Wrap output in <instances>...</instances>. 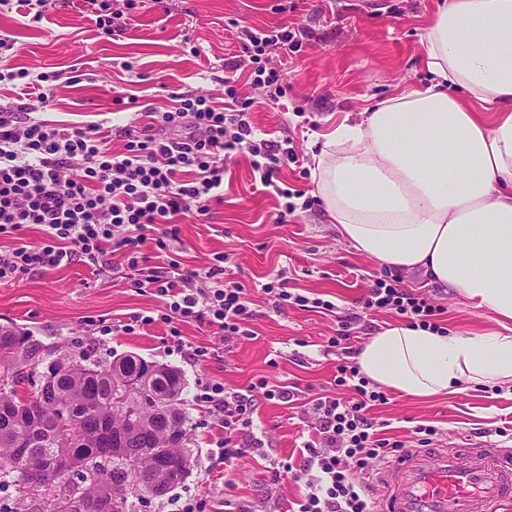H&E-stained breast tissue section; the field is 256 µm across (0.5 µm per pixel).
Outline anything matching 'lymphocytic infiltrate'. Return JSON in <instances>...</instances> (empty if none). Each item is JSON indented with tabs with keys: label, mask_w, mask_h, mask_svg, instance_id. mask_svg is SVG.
<instances>
[{
	"label": "lymphocytic infiltrate",
	"mask_w": 512,
	"mask_h": 512,
	"mask_svg": "<svg viewBox=\"0 0 512 512\" xmlns=\"http://www.w3.org/2000/svg\"><path fill=\"white\" fill-rule=\"evenodd\" d=\"M27 101L0 103V235L20 237L12 250L0 252V282L47 272L75 261L103 271L112 256L141 271L136 285L150 289L159 306L156 315L133 314L126 331L154 322L168 328L170 343L190 360L207 357V349L187 347L181 326L190 321L218 325L225 338L247 335L253 316L247 289L226 267L187 270L170 262L167 270L148 268L142 251L150 231L166 247L175 216L207 220L212 205L224 201V161L246 152L263 187H273L281 145L258 137L247 113L227 112L201 95L173 93L174 110L139 126L111 132L101 125L53 124L44 112L55 96L39 80L27 84ZM123 143L113 152L112 139ZM38 226L42 239L31 244L22 236ZM368 310L397 314L413 326L437 329L444 310L429 298L402 287L399 278L374 279L364 301ZM334 384L349 387L350 397L324 394L316 398L315 438L305 444L300 464L283 462L274 473L305 477L296 512H374L369 487L361 474L369 463L383 462L405 444L383 437L367 416L370 407L387 403L356 364L337 365ZM290 402L293 393L266 380L242 394L213 383L195 394L219 419L224 437L216 446L224 458L241 451L262 452L254 434L257 398Z\"/></svg>",
	"instance_id": "f902f5d3"
}]
</instances>
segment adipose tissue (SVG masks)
Returning <instances> with one entry per match:
<instances>
[{"mask_svg":"<svg viewBox=\"0 0 512 512\" xmlns=\"http://www.w3.org/2000/svg\"><path fill=\"white\" fill-rule=\"evenodd\" d=\"M423 43L431 83L324 133L312 194L358 254L421 273L499 325L384 328L355 357L362 375L414 398L512 390V0H444Z\"/></svg>","mask_w":512,"mask_h":512,"instance_id":"1","label":"adipose tissue"}]
</instances>
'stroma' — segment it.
Instances as JSON below:
<instances>
[{
	"label": "stroma",
	"mask_w": 512,
	"mask_h": 512,
	"mask_svg": "<svg viewBox=\"0 0 512 512\" xmlns=\"http://www.w3.org/2000/svg\"><path fill=\"white\" fill-rule=\"evenodd\" d=\"M439 0H116L127 20L125 30L101 38L83 0L49 11L42 20L0 9V35L14 47L10 62L30 76L62 72L50 112L59 124L97 123L111 129L143 121L145 113L172 109L170 94L191 92L229 106L226 85L255 104L250 121L258 133L287 143L293 156L275 172L279 187L299 191L287 223L275 218L282 197L261 191L248 153L226 162L224 201L208 221L181 220L178 239L168 249L147 240L152 265L177 260L204 270L215 255L255 300L251 335L225 339L208 323L183 324L186 343L207 347L210 355L194 363L167 344V327L156 323L133 333L123 324L135 312L158 306L149 289L138 288L128 271L96 274L84 263L0 282V327L32 335L42 351L32 367L29 393L50 364L63 355L86 356L108 364L127 354L178 370L182 399L191 419V463L184 479L165 495L134 501L133 512H170L176 499H198L206 512H288L303 489L292 478L273 482L278 462L298 460L310 436L312 401L330 390L339 352L327 346L341 320L360 314L351 331L369 339L400 319L386 311H363L360 299L379 261L354 253L328 224L315 199L308 143L349 112L376 106L409 86L428 82L423 64L425 28ZM303 27L310 35L294 52L267 48L266 67L277 68L281 91L257 86L253 67L234 68L245 58L243 29ZM132 69H125V62ZM286 271L289 292L332 302V309L293 305L276 311L262 291L278 271ZM404 287L444 308L446 331L460 335L491 332L499 325L486 310L475 309L417 273L401 274ZM112 332L101 335V327ZM272 386H294L298 399L286 404L258 399L254 433L263 455L218 459L213 449L224 434L218 419L193 400L201 385L220 382L244 391L259 379ZM368 415L387 422L386 434L413 440L420 424L438 433L429 449L447 450L470 437L512 445V393L486 385L430 399L391 393L388 403ZM510 429L507 437L498 436Z\"/></svg>",
	"instance_id": "stroma-1"
}]
</instances>
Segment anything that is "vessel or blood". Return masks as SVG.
I'll return each mask as SVG.
<instances>
[{"label":"vessel or blood","instance_id":"obj_1","mask_svg":"<svg viewBox=\"0 0 512 512\" xmlns=\"http://www.w3.org/2000/svg\"><path fill=\"white\" fill-rule=\"evenodd\" d=\"M383 482L384 512H500L512 506V449L478 439L462 450H415Z\"/></svg>","mask_w":512,"mask_h":512}]
</instances>
